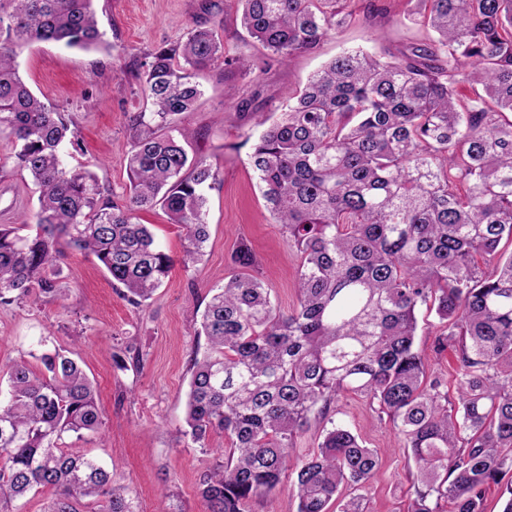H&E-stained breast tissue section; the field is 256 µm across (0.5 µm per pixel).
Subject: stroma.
<instances>
[{"label":"stroma","mask_w":512,"mask_h":512,"mask_svg":"<svg viewBox=\"0 0 512 512\" xmlns=\"http://www.w3.org/2000/svg\"><path fill=\"white\" fill-rule=\"evenodd\" d=\"M93 6L102 34L98 48L36 43L23 49L17 64L32 93L63 107L72 119L77 143L66 147L65 164L93 172L104 189L117 195L129 186V119L146 105L124 66L180 40L196 25L219 27L226 55L251 57L246 76L220 65L199 74L202 95L192 111L178 118L179 127L190 132L189 156L205 158L222 174L208 194L210 239L202 261L184 267L181 228L161 208L139 212L140 223L149 226L174 266L162 287L137 308L94 257L64 248L58 264L69 290L66 303L32 295L19 304L0 305V385L16 360L27 359L38 371L43 348L71 352L98 388L105 431L103 437L84 440L64 434L61 448L97 458L116 483L136 496L141 512H206L199 484L216 460V449L230 442L216 430L199 448L182 432L192 353L205 342L195 330L213 289L233 273L227 258L239 240L251 243L281 311L296 302L299 260L265 207L245 136L255 132L259 114L280 112L288 92L336 55L350 49L379 53L417 42L428 32L409 17L416 0H357L346 27L314 52L284 62L252 43L241 26L237 0H94ZM37 196L31 177L11 159L7 141H0V224L32 217ZM436 322L435 315L419 309L415 345L453 399L458 388L454 359L451 352L434 351ZM126 345L139 351L141 361L121 370L112 353ZM331 415L367 447L382 452L381 473L363 491L371 512H408L415 467L397 447L388 419L353 394L342 396Z\"/></svg>","instance_id":"35a3bbf8"}]
</instances>
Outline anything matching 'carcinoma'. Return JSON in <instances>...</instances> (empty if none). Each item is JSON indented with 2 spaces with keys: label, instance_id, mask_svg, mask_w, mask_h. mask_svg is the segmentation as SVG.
<instances>
[{
  "label": "carcinoma",
  "instance_id": "obj_1",
  "mask_svg": "<svg viewBox=\"0 0 512 512\" xmlns=\"http://www.w3.org/2000/svg\"><path fill=\"white\" fill-rule=\"evenodd\" d=\"M352 0H238L241 24L285 61L315 50L353 14ZM436 36L376 56L345 51L259 124L250 166L299 258L297 303L272 302L251 246L208 301L193 352L183 436L198 447L222 430L230 447L203 477L207 512H246L286 472L297 512H331L340 487L379 476L380 450L327 417L347 393L377 405L416 469L409 512H484L490 485L512 512V0H418ZM102 38L93 0H0V135L38 187L32 220L0 225V304L32 292L67 294L53 268L60 246L94 255L140 306L173 259L137 213L160 207L184 233L183 264L208 240L206 191L221 173L191 159L171 134L199 96L193 73L224 55L213 28L147 54L131 70L151 109L130 116L128 191L102 190L69 168L65 110L34 96L16 57L30 43L89 49ZM437 318L436 351H455L457 401L415 348L417 310ZM10 369L0 397V512L33 491L56 492L48 512H139L98 461L59 446L66 433L102 436L94 383L59 348ZM327 419L316 450L293 460L311 418ZM448 505L443 510L442 505Z\"/></svg>",
  "mask_w": 512,
  "mask_h": 512
}]
</instances>
